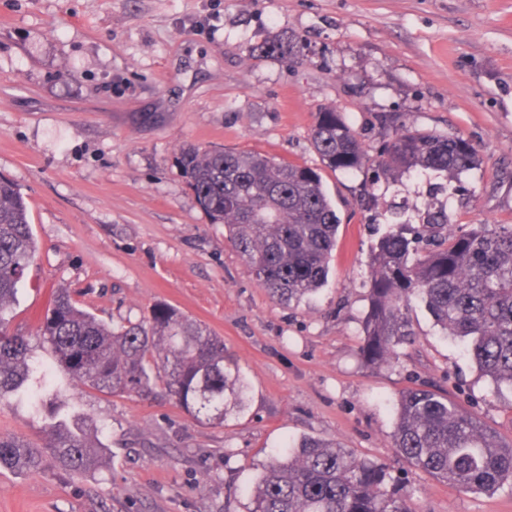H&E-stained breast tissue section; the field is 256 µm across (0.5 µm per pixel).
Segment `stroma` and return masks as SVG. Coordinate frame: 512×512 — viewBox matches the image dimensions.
I'll list each match as a JSON object with an SVG mask.
<instances>
[{
	"label": "stroma",
	"mask_w": 512,
	"mask_h": 512,
	"mask_svg": "<svg viewBox=\"0 0 512 512\" xmlns=\"http://www.w3.org/2000/svg\"><path fill=\"white\" fill-rule=\"evenodd\" d=\"M279 34L289 60L252 55ZM330 106L372 154L392 133L382 113L466 138L482 164L449 202V233L512 224V0H0V176L24 194L38 245L11 330L47 364L36 330L57 288L117 324L167 303L222 336L251 386L221 426L166 399L68 388L103 428L98 471L71 477L49 456L34 474L1 470L0 512H249L262 464L303 435L387 464L416 512H512L511 485L461 492L395 458L392 409L413 383L507 441L512 387L418 304L414 342L362 362L369 260L390 206L415 205L418 186L361 202L365 176L324 168L310 141ZM190 145L319 170L341 225L316 296L288 307L257 284L188 187ZM42 427L25 400L0 402V433L37 442Z\"/></svg>",
	"instance_id": "1"
}]
</instances>
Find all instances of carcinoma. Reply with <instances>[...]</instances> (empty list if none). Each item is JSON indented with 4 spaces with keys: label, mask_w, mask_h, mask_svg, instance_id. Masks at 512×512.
Returning a JSON list of instances; mask_svg holds the SVG:
<instances>
[{
    "label": "carcinoma",
    "mask_w": 512,
    "mask_h": 512,
    "mask_svg": "<svg viewBox=\"0 0 512 512\" xmlns=\"http://www.w3.org/2000/svg\"><path fill=\"white\" fill-rule=\"evenodd\" d=\"M255 51L286 59L293 44L275 38ZM310 139L332 171H370L374 185L428 182L423 208H414L419 227L407 210L390 209L389 227L371 257L364 362L388 363L411 342L417 298L443 335L466 342L481 374L512 385V224L448 234L450 190L481 164L473 146L460 136L403 126L373 157L337 107L317 113ZM180 164L198 205L212 223L224 225L227 242L272 298L298 305L322 289L340 218L317 171L259 152L195 146L182 150ZM37 251L26 198L0 176V401L25 397L45 412L42 443L0 435V470L36 473L47 453L68 475L98 469L106 451L101 430L91 420L76 430L66 426L57 369L100 392L167 398L200 424L222 425L245 411L249 385L224 351V338L166 303L115 327L60 288L37 330L53 364L33 362L27 337L9 330L7 314ZM34 375L44 383L36 394L27 389ZM392 448L398 460L466 492L512 484V441L499 440L447 394L425 386L399 395ZM250 512L414 509L408 493L387 485L382 465L339 444L303 437L285 440L263 465Z\"/></svg>",
    "instance_id": "1"
}]
</instances>
